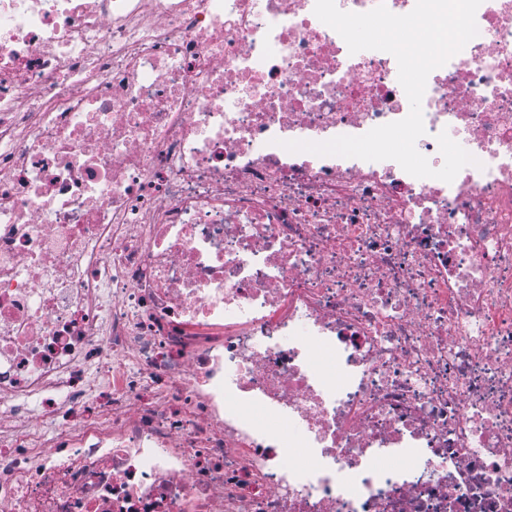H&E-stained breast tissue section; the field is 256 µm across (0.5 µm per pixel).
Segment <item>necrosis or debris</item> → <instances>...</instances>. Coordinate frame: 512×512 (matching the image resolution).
<instances>
[{"label": "necrosis or debris", "mask_w": 512, "mask_h": 512, "mask_svg": "<svg viewBox=\"0 0 512 512\" xmlns=\"http://www.w3.org/2000/svg\"><path fill=\"white\" fill-rule=\"evenodd\" d=\"M314 4L0 0V512H512V0L450 183L281 148L409 112Z\"/></svg>", "instance_id": "1"}]
</instances>
